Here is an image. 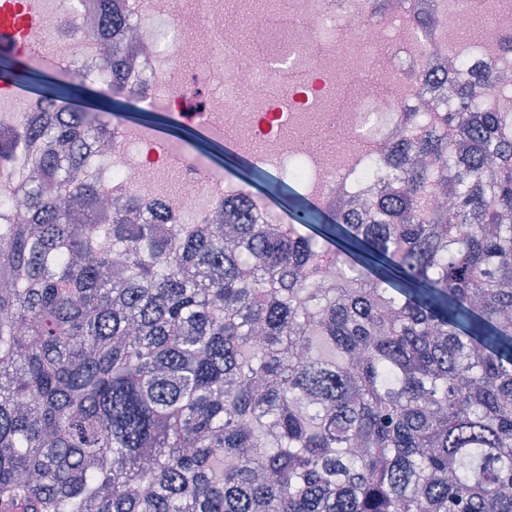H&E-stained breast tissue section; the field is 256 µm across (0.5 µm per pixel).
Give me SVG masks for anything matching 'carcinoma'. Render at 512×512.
Returning <instances> with one entry per match:
<instances>
[{"label":"carcinoma","mask_w":512,"mask_h":512,"mask_svg":"<svg viewBox=\"0 0 512 512\" xmlns=\"http://www.w3.org/2000/svg\"><path fill=\"white\" fill-rule=\"evenodd\" d=\"M500 91L466 83L458 107ZM70 96H39L0 150L38 170L25 222L0 224L1 505L512 512V112L442 113L404 148L378 224L299 199L324 247L103 217L81 154L113 123ZM431 193L468 237L435 222ZM327 264L346 269L328 288Z\"/></svg>","instance_id":"1"}]
</instances>
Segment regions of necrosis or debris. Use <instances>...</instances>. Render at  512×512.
<instances>
[{"label":"necrosis or debris","mask_w":512,"mask_h":512,"mask_svg":"<svg viewBox=\"0 0 512 512\" xmlns=\"http://www.w3.org/2000/svg\"><path fill=\"white\" fill-rule=\"evenodd\" d=\"M393 0H198L193 18L179 15L178 0H115L119 22L105 28L92 0H35L31 35L39 64L56 56L79 63L84 83L103 89L113 81L135 91L155 110H177L183 124L200 122L213 138L232 128L233 150L260 165L287 172L318 208L341 212L353 195L368 202L352 223L371 221L372 201L395 175L397 155L416 140L435 112L455 107L452 83L512 76V10L491 13L482 37L457 58L458 23L470 0L440 15L439 0H412V18ZM235 8L241 24L261 32L291 27L298 51L291 64L273 65L268 44L226 34ZM102 30L104 40L91 39ZM126 60L120 78L103 68L104 42ZM393 47L392 59L355 77L368 47ZM149 126H116L112 148L90 151L89 169L101 196L140 199L180 224L243 220L242 190L208 176L195 161L182 162L177 186L167 182L170 157L158 150Z\"/></svg>","instance_id":"necrosis-or-debris-1"}]
</instances>
